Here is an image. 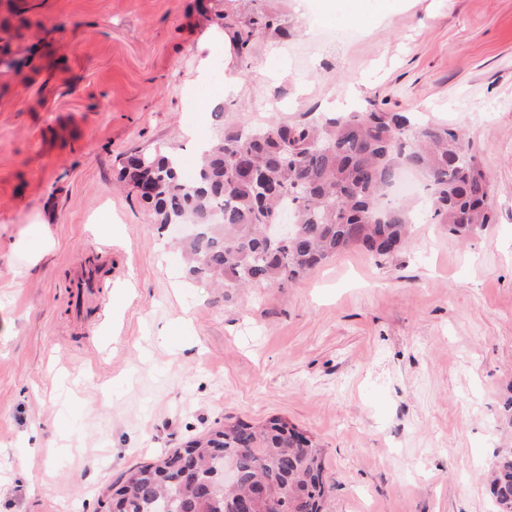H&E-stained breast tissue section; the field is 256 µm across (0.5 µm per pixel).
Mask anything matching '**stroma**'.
Masks as SVG:
<instances>
[{
  "label": "stroma",
  "instance_id": "stroma-1",
  "mask_svg": "<svg viewBox=\"0 0 512 512\" xmlns=\"http://www.w3.org/2000/svg\"><path fill=\"white\" fill-rule=\"evenodd\" d=\"M297 5L0 0V56L17 62L0 65V512H97L127 470L273 417L319 445L323 512H493L483 476L512 382V0ZM260 10L290 38L198 54L219 14ZM325 32L347 39L325 47ZM198 83L222 118L197 122ZM371 100L461 129L495 224L464 245L417 212L394 258L352 249L227 295L188 278L119 177L138 150L193 168L227 121ZM91 259L102 286L77 306Z\"/></svg>",
  "mask_w": 512,
  "mask_h": 512
}]
</instances>
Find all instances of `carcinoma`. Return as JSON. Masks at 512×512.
Here are the masks:
<instances>
[{
    "label": "carcinoma",
    "instance_id": "carcinoma-1",
    "mask_svg": "<svg viewBox=\"0 0 512 512\" xmlns=\"http://www.w3.org/2000/svg\"><path fill=\"white\" fill-rule=\"evenodd\" d=\"M225 28L237 51L253 37L288 29L264 11L242 26ZM403 169L427 179V210L432 223L467 241L494 223L490 187L480 156L456 129L387 112L369 102L353 112H329L267 125L238 121L202 150L194 173L164 151L132 155L120 173L142 196L160 227L190 221L200 234L183 242L187 272L226 288L291 284L311 269L350 249L390 257L412 224L406 205L380 204V196ZM288 215L293 236H267L270 224ZM498 427L502 441L488 481L495 512H512V387L502 402ZM193 454L197 470L185 473L180 454ZM238 474L233 489L224 470ZM271 503L294 501L298 512H321L324 466L318 446L288 421L274 417L253 426L236 421L195 437L155 462L130 469L112 494L117 512H154L163 492L172 496L169 512H228L231 498L258 484Z\"/></svg>",
    "mask_w": 512,
    "mask_h": 512
}]
</instances>
